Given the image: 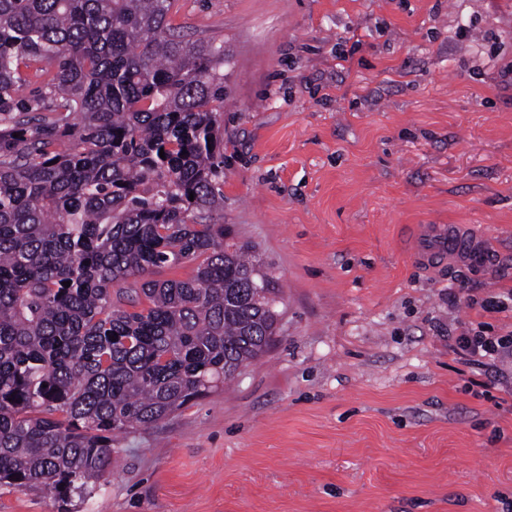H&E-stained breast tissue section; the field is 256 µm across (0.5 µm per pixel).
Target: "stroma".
I'll list each match as a JSON object with an SVG mask.
<instances>
[{
    "label": "stroma",
    "mask_w": 512,
    "mask_h": 512,
    "mask_svg": "<svg viewBox=\"0 0 512 512\" xmlns=\"http://www.w3.org/2000/svg\"><path fill=\"white\" fill-rule=\"evenodd\" d=\"M223 43L224 213L280 290L265 354L223 390L118 435L109 483L0 512H501L512 358V0H173ZM438 225L480 262L424 263ZM469 297L449 300V289ZM490 328L478 323L454 338L453 350L468 364L487 365L483 360L512 356V333L501 336L488 334Z\"/></svg>",
    "instance_id": "stroma-1"
}]
</instances>
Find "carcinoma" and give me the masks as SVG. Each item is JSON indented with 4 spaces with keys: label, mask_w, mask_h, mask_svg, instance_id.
<instances>
[{
    "label": "carcinoma",
    "mask_w": 512,
    "mask_h": 512,
    "mask_svg": "<svg viewBox=\"0 0 512 512\" xmlns=\"http://www.w3.org/2000/svg\"><path fill=\"white\" fill-rule=\"evenodd\" d=\"M171 6L0 0V485L65 504L112 475V434L215 392L279 324L216 223L224 44Z\"/></svg>",
    "instance_id": "obj_1"
}]
</instances>
